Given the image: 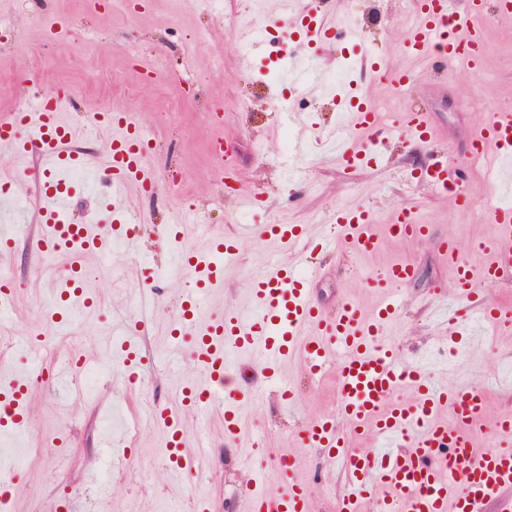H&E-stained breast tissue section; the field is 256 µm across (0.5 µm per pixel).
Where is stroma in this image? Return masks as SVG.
Here are the masks:
<instances>
[{"instance_id": "1", "label": "stroma", "mask_w": 512, "mask_h": 512, "mask_svg": "<svg viewBox=\"0 0 512 512\" xmlns=\"http://www.w3.org/2000/svg\"><path fill=\"white\" fill-rule=\"evenodd\" d=\"M326 8L337 25L362 27L387 67L413 74L414 84L401 94L372 80L356 64L344 71L383 117L413 106L428 112L437 132L433 146L394 138L371 145L369 165L348 168L316 145L307 161L309 180H294L282 136L321 135L335 126L338 107L327 96L297 101L289 113L279 111L278 103L287 93L280 81L282 59L306 54L301 44L283 34L269 42L257 36L280 11V0H205L198 6L187 0H148L146 9L138 12L114 0L107 20L78 0H0V16L20 32L19 38L0 44V112L18 109L23 97L57 86L71 88L69 116L84 130L85 153L101 166L112 135L94 120V113H132L158 149L148 160L153 199L134 188L126 205L143 216L140 253L159 266L167 264L165 228L186 218L203 223L183 241L192 249L205 248L215 233L233 236L243 224H302L317 246L313 257L321 264L313 284L315 302L332 312L351 298L369 315L383 300L369 288V277L393 262L412 261L417 277L400 288L399 314L386 333L405 361L424 364L433 382L482 386L486 416L474 439L478 447H492L491 422L501 412L512 411V332L466 350L463 363L447 372L437 355L443 328L435 322L433 309L453 303L455 272L439 252L442 240L453 239L473 269H481L487 260L484 253L472 251L471 243L494 231L485 206L493 184L473 165L471 140L492 112L512 106V18L487 9L486 51L477 72L451 65L433 76L402 50L413 0H326ZM58 20L67 22L68 37L47 41V26ZM217 137L233 141L230 159L211 152L210 143ZM436 153L449 155L461 170L470 208L434 196L420 180V171ZM255 196L263 202L258 211L249 204ZM406 204L414 205L420 223L430 225L428 239L388 241L368 254L332 245L338 231L329 219L336 208L363 206L381 226ZM20 216L22 232L4 264L14 276L16 331H43L91 368L111 349L113 322L128 317L141 324L136 341L142 354L162 352L186 278L164 280L160 294L144 291L134 264L115 269L120 250L108 257H87L82 264L97 305L72 313L67 333H58L45 315L51 299L43 282L49 274L64 273L70 259L46 256L31 246L36 225L30 210H21ZM285 257L273 238L242 239L238 259L225 269L224 287L210 299L208 309L245 307L253 278ZM282 375L294 388L295 404L289 409L264 385L259 368L238 373V384L257 392L254 401L240 408L258 436L252 453L225 443L219 413L184 414L188 440L206 439L209 451L183 481L162 466L161 429L140 424L139 416L150 398L176 404L178 389L195 376L189 355L172 366L143 365L138 387L116 382L79 396L76 372L63 385L54 378L32 385L25 442L40 449L41 461L19 474L8 512H156L161 504L171 512H187L197 500L206 502L207 512H246L255 489L251 469L265 468L263 488L276 491L278 477L269 465L283 455L310 486L313 512H339L345 486L340 462L327 460L321 449L299 438L303 425L335 411L336 374L331 371L315 380L294 361L283 367ZM105 440L113 452L127 451L130 459L126 471L113 475L104 489L86 475L98 465Z\"/></svg>"}]
</instances>
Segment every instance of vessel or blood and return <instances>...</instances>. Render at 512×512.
I'll return each instance as SVG.
<instances>
[{
	"label": "vessel or blood",
	"mask_w": 512,
	"mask_h": 512,
	"mask_svg": "<svg viewBox=\"0 0 512 512\" xmlns=\"http://www.w3.org/2000/svg\"><path fill=\"white\" fill-rule=\"evenodd\" d=\"M324 0H283L274 27L290 32L304 30L307 43L326 45L337 38L333 24L323 18ZM415 20L410 26L404 51L413 58L440 69L451 62H465L478 68L485 53L484 18L486 0H465L462 8L452 0H416ZM361 59L370 60L372 79L391 82L404 90L414 81L405 71L390 73L372 58L373 50L361 34L350 31ZM283 79L297 93L320 97L329 88L313 66L289 63ZM72 93L64 87L46 93L25 122L15 114H0V153L17 161L13 175L35 187L39 198L36 249L44 254H72L76 261L67 274L54 277L51 288L56 298L71 310L87 309L95 298L82 274L80 257L112 252L111 221L138 223L137 214L124 207L131 188L146 189V165L151 146L142 140L133 116L128 112H103L101 123L112 131V147L105 170L111 186L110 201L101 206L97 219L77 220L71 212L72 197L68 175L85 166L82 156L68 146L79 135L67 117ZM345 130L331 133L328 143L349 167L368 164L369 144L403 136L421 144L430 143L435 130L426 112L410 109L391 120L375 112L359 88L339 91ZM474 151L495 157L512 155V108L493 112L474 134ZM36 151L41 163L34 168L24 161ZM452 168L439 159L424 171L422 178L440 197L453 196L458 207L470 205L467 195L450 194ZM494 235L484 238L488 257L480 271L463 260L453 240L441 245L442 255L455 269V305L448 312V346L472 339V322L491 325L494 333L512 330V306L478 294L475 284L496 283L504 271L512 269V206L491 209ZM332 223L344 232L343 246L360 253L379 249L383 238L399 241L423 240L430 227L417 223L412 207L401 208L387 224L385 236L371 229V217L362 206L339 208ZM192 226L180 224L177 234L166 235L175 247L177 263L192 278L195 289L182 302L192 316L182 322L177 336L168 342L172 354L190 352L197 370L195 378L180 390V400L198 411H220L224 438L241 446L254 431L237 413V404L249 398V391L233 385L238 356H246L272 374L284 363L300 361L308 371L321 374L336 368L338 388L337 418L307 423L300 436L307 444L322 449L327 459H340L347 490L341 500L343 512H359L363 501H372L376 512H483L488 498L502 496L504 512H512V414H501L493 425L499 439L495 448H479L472 433L484 418L486 399L482 388L471 383L441 387L430 384L419 368L402 364L393 345L384 338V326L397 310L390 289L409 284L415 276L412 262L392 264L369 281L370 288L385 293V301L372 315H365L357 303L345 302L335 313L324 312L313 301L310 284L319 268L305 251V228L298 224H257L255 233L270 235L293 252L292 261L271 263L269 269L252 280L249 306L231 312L194 313L195 304L219 292L224 265L234 261L237 249L232 240L215 236L202 251L178 247L180 237ZM39 345L24 337L9 368L0 367V415L13 431L27 423V364L37 355ZM411 400H398L402 391ZM453 413L452 421L441 417L443 409ZM154 422L166 431L165 447L176 457L174 475L192 471L203 447L189 449L180 426L178 411L157 407ZM377 440L371 452L353 450L355 438ZM281 486L273 493L260 492L249 501V512H310L311 499L304 482L294 476L288 457L280 459Z\"/></svg>",
	"instance_id": "b4317fda"
}]
</instances>
